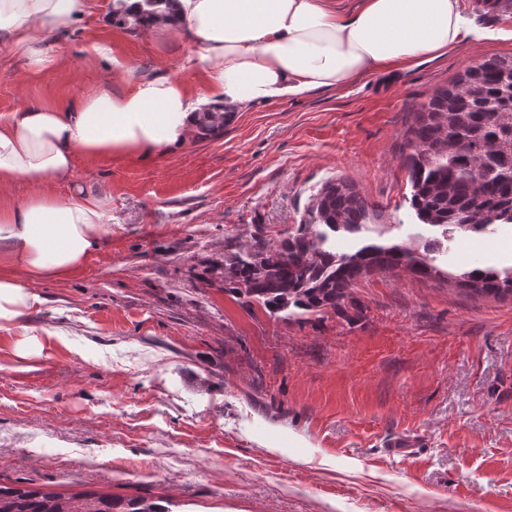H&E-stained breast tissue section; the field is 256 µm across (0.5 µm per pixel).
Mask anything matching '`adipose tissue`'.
Returning <instances> with one entry per match:
<instances>
[{
    "mask_svg": "<svg viewBox=\"0 0 512 512\" xmlns=\"http://www.w3.org/2000/svg\"><path fill=\"white\" fill-rule=\"evenodd\" d=\"M86 9L87 0H0V42L52 70L47 34L69 31ZM175 29L197 45L186 63L205 78V94L173 75H141L121 88L100 82L63 109L29 103L0 115V190L20 178L33 188L0 206V329L42 304L31 280L80 271L109 230L103 200L59 191L77 158L167 154L205 107L241 112L341 89L448 53L467 36L459 0H177L146 33Z\"/></svg>",
    "mask_w": 512,
    "mask_h": 512,
    "instance_id": "adipose-tissue-1",
    "label": "adipose tissue"
}]
</instances>
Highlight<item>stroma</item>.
Instances as JSON below:
<instances>
[{"label": "stroma", "mask_w": 512, "mask_h": 512, "mask_svg": "<svg viewBox=\"0 0 512 512\" xmlns=\"http://www.w3.org/2000/svg\"><path fill=\"white\" fill-rule=\"evenodd\" d=\"M89 0L33 71L0 43V114L68 106L100 80L166 73L203 93L185 33L159 38ZM434 60L350 87L233 112L176 152L78 159L112 230L76 274L34 282L43 304L0 330V481L63 494L163 498L172 512H512V301L411 272L373 273L349 317L273 318L224 289V248L279 241L343 178L374 204L351 253L435 237L411 208L407 131L466 66L512 53V0ZM436 264L512 266V224L443 241ZM37 346L22 359L18 344Z\"/></svg>", "instance_id": "obj_1"}]
</instances>
